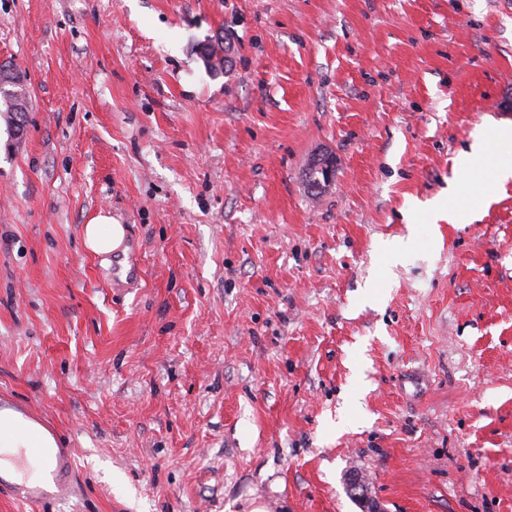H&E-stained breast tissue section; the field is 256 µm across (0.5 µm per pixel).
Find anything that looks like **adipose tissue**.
I'll list each match as a JSON object with an SVG mask.
<instances>
[{"instance_id":"1","label":"adipose tissue","mask_w":512,"mask_h":512,"mask_svg":"<svg viewBox=\"0 0 512 512\" xmlns=\"http://www.w3.org/2000/svg\"><path fill=\"white\" fill-rule=\"evenodd\" d=\"M125 237V228L111 216L100 214L85 224L83 243L87 251L106 255L117 250ZM8 429V437L0 436V468L19 471L28 480L40 479V466L35 449L51 448L55 440L40 423L25 418L12 409L0 410V429Z\"/></svg>"}]
</instances>
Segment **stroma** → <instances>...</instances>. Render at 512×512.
Segmentation results:
<instances>
[{
	"label": "stroma",
	"instance_id": "35a3bbf8",
	"mask_svg": "<svg viewBox=\"0 0 512 512\" xmlns=\"http://www.w3.org/2000/svg\"><path fill=\"white\" fill-rule=\"evenodd\" d=\"M5 61L0 398L73 456L41 512H361L352 473L512 512V0H0ZM100 213L138 283L85 252ZM205 54H206V61L210 67H215V68H223L224 67V70H226L227 68H229L233 65V62H234L233 46L230 42H227L225 39H224L223 49H220L218 47V44L216 43L215 48H213V46H210L208 49L205 50ZM209 66H207V68L210 71L216 72L213 69H211ZM3 68L9 69L19 81L0 85V104L3 107V109L0 108V112H7L8 122L18 129L19 123H15V121L21 122L23 120L25 112L29 110L30 103L28 98L23 95L27 99V107L26 110H24L25 107L20 101V97L24 92V87L21 85L23 81L20 80L24 79V76L10 63H4ZM494 134L501 145L502 155L492 159L491 163L497 169L500 181L505 182L512 177V125L497 127Z\"/></svg>",
	"mask_w": 512,
	"mask_h": 512
}]
</instances>
